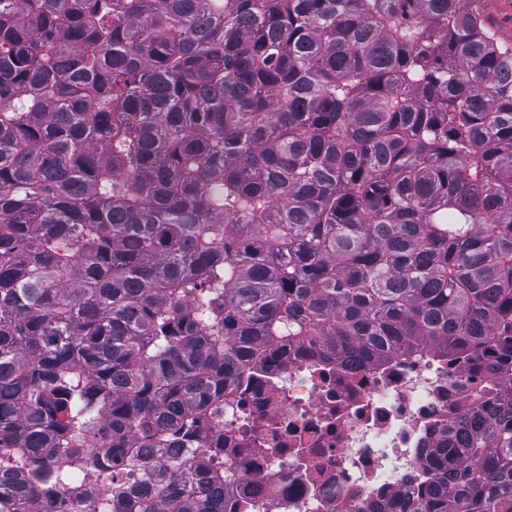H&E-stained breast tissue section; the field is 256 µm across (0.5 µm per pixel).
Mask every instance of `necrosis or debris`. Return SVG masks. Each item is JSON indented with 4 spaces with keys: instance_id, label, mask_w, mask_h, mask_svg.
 <instances>
[{
    "instance_id": "4bbe7bcc",
    "label": "necrosis or debris",
    "mask_w": 512,
    "mask_h": 512,
    "mask_svg": "<svg viewBox=\"0 0 512 512\" xmlns=\"http://www.w3.org/2000/svg\"><path fill=\"white\" fill-rule=\"evenodd\" d=\"M481 386L476 366L428 346L358 365L300 351L247 370L206 427L224 441L209 459L247 480L224 508L245 499L252 512H391L430 483V455ZM54 509L112 512V487L85 479Z\"/></svg>"
}]
</instances>
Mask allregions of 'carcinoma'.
I'll return each mask as SVG.
<instances>
[{
	"instance_id": "cac0c4a2",
	"label": "carcinoma",
	"mask_w": 512,
	"mask_h": 512,
	"mask_svg": "<svg viewBox=\"0 0 512 512\" xmlns=\"http://www.w3.org/2000/svg\"><path fill=\"white\" fill-rule=\"evenodd\" d=\"M469 0H0V512H225L252 365L499 349L402 512H512V48ZM54 510L57 512H112V487L108 483L96 482L88 477L76 492L58 493Z\"/></svg>"
}]
</instances>
